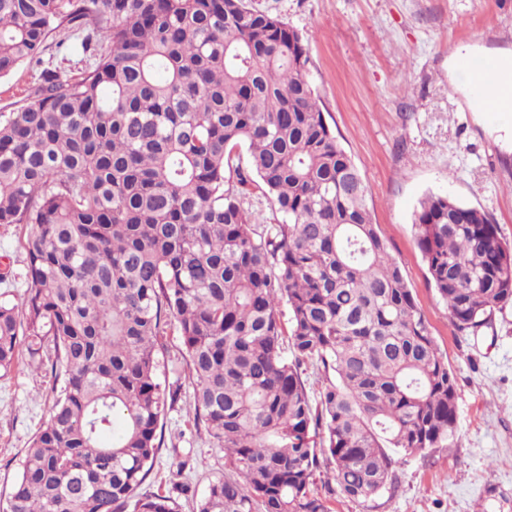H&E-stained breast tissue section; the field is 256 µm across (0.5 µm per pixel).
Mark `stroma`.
I'll list each match as a JSON object with an SVG mask.
<instances>
[{
	"instance_id": "35a3bbf8",
	"label": "stroma",
	"mask_w": 512,
	"mask_h": 512,
	"mask_svg": "<svg viewBox=\"0 0 512 512\" xmlns=\"http://www.w3.org/2000/svg\"><path fill=\"white\" fill-rule=\"evenodd\" d=\"M308 39L309 78L322 110L369 188L368 205L390 257L413 288L457 384L453 448L406 456L394 489L375 503L331 497L333 512H512V307L478 336L455 334L428 283L412 213L429 192L447 193L489 213L512 240V112H478L462 84L467 56L512 53V0H251ZM42 63L0 79V112L25 103L42 64L79 74L91 60L68 31L53 34ZM21 229L0 224V293L21 301L27 287ZM28 352L0 377V497L16 479L24 448L51 415L49 366ZM160 377L178 388L163 444L143 488L157 491L172 472L187 483L181 512H193L224 451L197 433L183 360Z\"/></svg>"
}]
</instances>
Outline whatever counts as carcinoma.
<instances>
[{
    "label": "carcinoma",
    "instance_id": "obj_1",
    "mask_svg": "<svg viewBox=\"0 0 512 512\" xmlns=\"http://www.w3.org/2000/svg\"><path fill=\"white\" fill-rule=\"evenodd\" d=\"M60 29L85 52L102 35L94 63L43 69L0 113V224L27 228L0 371L25 344L53 378L0 512H180L137 494L178 399L158 376L170 329L194 427L224 449L196 512H331L321 462L327 492L368 502L395 455L453 447L455 376L326 122L305 36L250 0H0V79ZM251 190L281 220L257 224ZM412 223L456 333L492 327L512 303L492 217L430 192Z\"/></svg>",
    "mask_w": 512,
    "mask_h": 512
}]
</instances>
